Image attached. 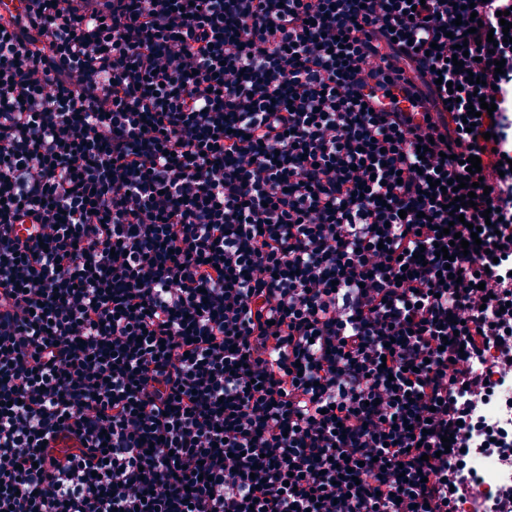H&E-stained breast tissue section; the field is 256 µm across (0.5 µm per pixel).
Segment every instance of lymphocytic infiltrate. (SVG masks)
Returning a JSON list of instances; mask_svg holds the SVG:
<instances>
[{
    "instance_id": "obj_1",
    "label": "lymphocytic infiltrate",
    "mask_w": 512,
    "mask_h": 512,
    "mask_svg": "<svg viewBox=\"0 0 512 512\" xmlns=\"http://www.w3.org/2000/svg\"><path fill=\"white\" fill-rule=\"evenodd\" d=\"M23 3L0 512H480L465 451L505 446L478 399L512 364V0Z\"/></svg>"
}]
</instances>
